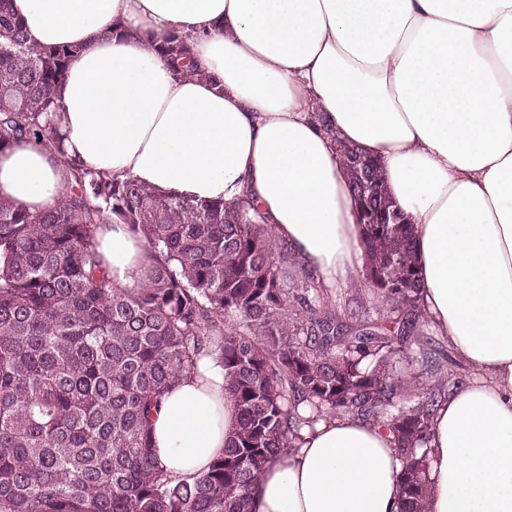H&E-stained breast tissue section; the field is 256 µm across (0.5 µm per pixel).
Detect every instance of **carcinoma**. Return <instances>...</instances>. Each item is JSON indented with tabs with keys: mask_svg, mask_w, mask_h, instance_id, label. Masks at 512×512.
Listing matches in <instances>:
<instances>
[{
	"mask_svg": "<svg viewBox=\"0 0 512 512\" xmlns=\"http://www.w3.org/2000/svg\"><path fill=\"white\" fill-rule=\"evenodd\" d=\"M0 0V152L19 140L58 155L62 201L32 213L0 197V512H250L267 463L300 432L349 415L391 436L400 512H426L435 407L457 383L410 364L428 319L413 231L373 158L341 157L363 225L374 320L340 306L317 273L274 243L248 198L195 201L94 171L69 157L56 89L73 45L45 48ZM155 51L183 76L204 70L189 39ZM118 221L144 240V286L116 288L99 267L96 232ZM206 353L224 367L238 428L209 469L176 480L153 452L163 395Z\"/></svg>",
	"mask_w": 512,
	"mask_h": 512,
	"instance_id": "carcinoma-1",
	"label": "carcinoma"
}]
</instances>
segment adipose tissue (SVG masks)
I'll list each match as a JSON object with an SVG mask.
<instances>
[{
    "label": "adipose tissue",
    "instance_id": "adipose-tissue-1",
    "mask_svg": "<svg viewBox=\"0 0 512 512\" xmlns=\"http://www.w3.org/2000/svg\"><path fill=\"white\" fill-rule=\"evenodd\" d=\"M28 38L78 45L56 91L72 158L161 193L250 191L328 287L364 263L343 143L382 163L414 229L424 304L472 370L433 421L427 512H512V0H10ZM190 39L205 76L154 50ZM53 150L0 153V196L63 198ZM114 286L146 280L142 239L97 232ZM224 370L203 356L151 420L165 472L207 471L235 429ZM250 494L251 512H400L383 428L350 416L301 434Z\"/></svg>",
    "mask_w": 512,
    "mask_h": 512
}]
</instances>
